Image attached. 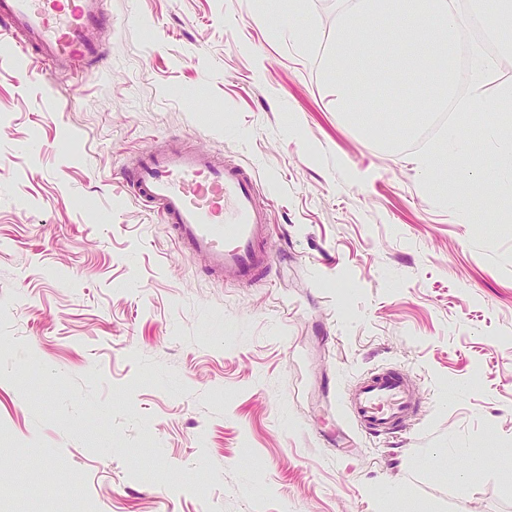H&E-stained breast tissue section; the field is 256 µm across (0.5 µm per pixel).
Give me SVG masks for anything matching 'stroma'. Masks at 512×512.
I'll use <instances>...</instances> for the list:
<instances>
[{
  "label": "stroma",
  "instance_id": "stroma-1",
  "mask_svg": "<svg viewBox=\"0 0 512 512\" xmlns=\"http://www.w3.org/2000/svg\"><path fill=\"white\" fill-rule=\"evenodd\" d=\"M107 74L0 34V512H512V188L429 189L448 125L497 116L512 69L398 150L336 111V0H106ZM168 143L257 181L272 261L208 276L130 172ZM419 402L374 437L376 371ZM487 457L458 489L464 453ZM398 497L382 501L381 486ZM357 424L374 436L394 434L415 413L404 375L382 372L363 377L351 402Z\"/></svg>",
  "mask_w": 512,
  "mask_h": 512
}]
</instances>
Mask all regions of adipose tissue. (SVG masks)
Wrapping results in <instances>:
<instances>
[{
	"label": "adipose tissue",
	"mask_w": 512,
	"mask_h": 512,
	"mask_svg": "<svg viewBox=\"0 0 512 512\" xmlns=\"http://www.w3.org/2000/svg\"><path fill=\"white\" fill-rule=\"evenodd\" d=\"M484 136L496 148V162H483L464 143L461 131L448 130L443 143L432 149L426 158L433 192H446L449 179L463 170L468 171L470 184L475 189L495 182L501 171L512 174V119L495 120L486 127Z\"/></svg>",
	"instance_id": "1"
}]
</instances>
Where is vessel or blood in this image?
I'll use <instances>...</instances> for the list:
<instances>
[{
	"label": "vessel or blood",
	"mask_w": 512,
	"mask_h": 512,
	"mask_svg": "<svg viewBox=\"0 0 512 512\" xmlns=\"http://www.w3.org/2000/svg\"><path fill=\"white\" fill-rule=\"evenodd\" d=\"M107 21L105 0H0V32L20 36L22 51L58 71L104 61L99 34ZM133 179L137 197L183 250L205 258L214 278L251 280L269 267L268 211L251 174L208 151L158 148L138 157ZM351 405L374 436L396 433L415 411L405 376L394 372L363 377Z\"/></svg>",
	"instance_id": "b4317fda"
}]
</instances>
